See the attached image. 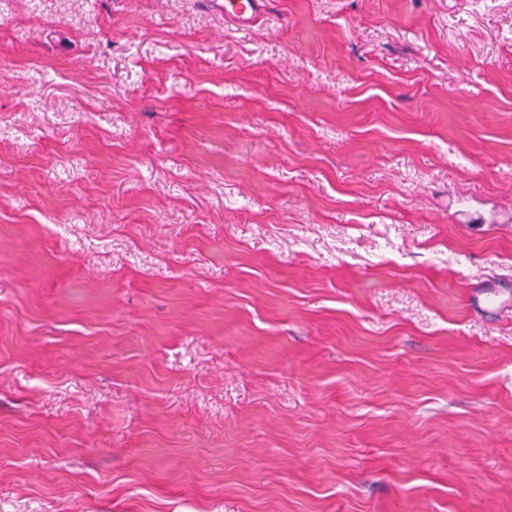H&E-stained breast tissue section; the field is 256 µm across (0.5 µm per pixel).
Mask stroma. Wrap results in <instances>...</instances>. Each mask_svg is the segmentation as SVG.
Wrapping results in <instances>:
<instances>
[{
    "label": "stroma",
    "mask_w": 512,
    "mask_h": 512,
    "mask_svg": "<svg viewBox=\"0 0 512 512\" xmlns=\"http://www.w3.org/2000/svg\"><path fill=\"white\" fill-rule=\"evenodd\" d=\"M0 0V512H512V0ZM217 6L224 10V16L235 21L238 25L251 24L262 11L260 0H218Z\"/></svg>",
    "instance_id": "35a3bbf8"
}]
</instances>
